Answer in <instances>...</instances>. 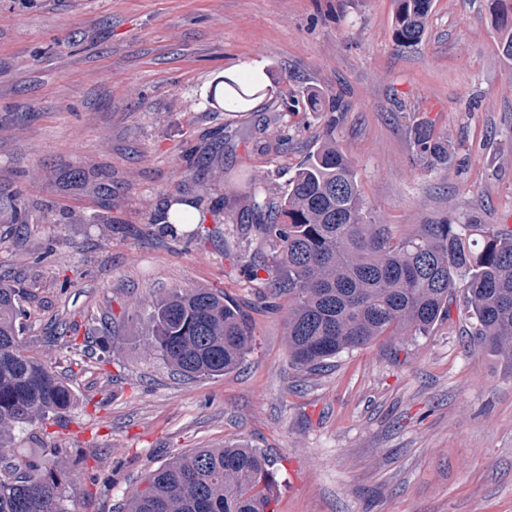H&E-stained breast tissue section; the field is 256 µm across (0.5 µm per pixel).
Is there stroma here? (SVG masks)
<instances>
[{"instance_id":"stroma-1","label":"stroma","mask_w":512,"mask_h":512,"mask_svg":"<svg viewBox=\"0 0 512 512\" xmlns=\"http://www.w3.org/2000/svg\"><path fill=\"white\" fill-rule=\"evenodd\" d=\"M394 0H0V278L27 290L23 341L75 407L10 429L54 446L69 512H117L151 470L247 445L279 482L275 512H512V362L470 334L460 301L426 336H382L317 371L291 365L251 188L280 198L335 121L366 207L395 237L423 224L512 231V59L487 0H433L422 42ZM258 82L246 107L224 78ZM338 97L311 112L310 92ZM443 141L420 155L415 130ZM200 207L189 224L170 201ZM100 223H91L92 215ZM212 288L252 317L233 371L185 380L147 346L152 303ZM76 327L78 348L59 338Z\"/></svg>"}]
</instances>
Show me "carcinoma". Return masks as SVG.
<instances>
[{
  "mask_svg": "<svg viewBox=\"0 0 512 512\" xmlns=\"http://www.w3.org/2000/svg\"><path fill=\"white\" fill-rule=\"evenodd\" d=\"M432 0H396L393 35L422 41ZM504 55L512 58V0H488ZM257 88L224 79V101L241 105ZM420 153L444 147L415 129ZM14 223L30 209L0 195ZM264 218L258 239L273 246L270 287L288 295L286 329L293 364L315 370L346 350L402 331L426 335L454 295L472 335L512 359V234L489 224H424L394 239L372 222L357 172L329 135L288 180L280 201L254 196ZM25 289L0 281V426L46 421L75 406L68 383L27 354L21 342ZM149 340L160 360L187 379L224 375L251 351L250 315L221 290L175 289L152 305ZM0 434V512H66L65 476L48 454L16 462ZM277 480L255 448H198L152 471L123 512H271Z\"/></svg>",
  "mask_w": 512,
  "mask_h": 512,
  "instance_id": "obj_1",
  "label": "carcinoma"
}]
</instances>
